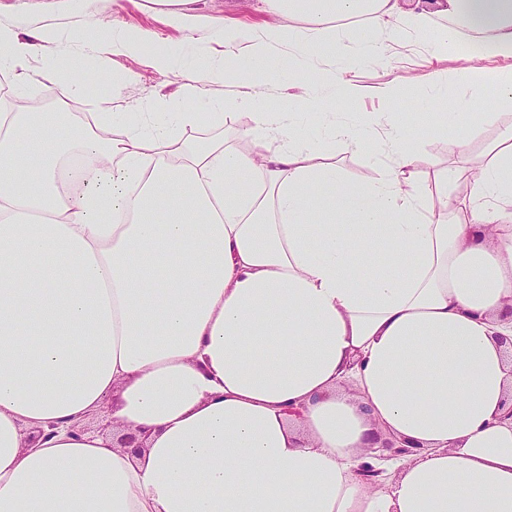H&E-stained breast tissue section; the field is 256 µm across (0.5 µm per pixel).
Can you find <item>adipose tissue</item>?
Returning a JSON list of instances; mask_svg holds the SVG:
<instances>
[{
  "label": "adipose tissue",
  "mask_w": 512,
  "mask_h": 512,
  "mask_svg": "<svg viewBox=\"0 0 512 512\" xmlns=\"http://www.w3.org/2000/svg\"><path fill=\"white\" fill-rule=\"evenodd\" d=\"M261 3L287 25H214L220 57L135 28L0 26V512H512V123L424 183L410 120L323 106L362 95L349 65L399 35L481 37L473 78L511 102L512 0H447L443 26L399 0ZM87 52L180 86L150 112L25 110L31 81L82 94L60 65ZM213 83L249 112V149L184 138ZM427 88L416 108L443 103L465 150L477 112ZM339 146L372 177L348 179ZM109 395L145 448L84 429ZM379 429L419 450L374 488L356 469Z\"/></svg>",
  "instance_id": "1"
}]
</instances>
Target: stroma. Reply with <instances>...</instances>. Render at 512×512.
I'll list each match as a JSON object with an SVG mask.
<instances>
[{"label":"stroma","instance_id":"35a3bbf8","mask_svg":"<svg viewBox=\"0 0 512 512\" xmlns=\"http://www.w3.org/2000/svg\"><path fill=\"white\" fill-rule=\"evenodd\" d=\"M45 2L0 0V23L14 25L21 31H32L50 19L44 10ZM181 8L186 14L199 17L203 22L202 28L189 31L165 24L160 19V7L155 0H82L80 13L66 18L65 23L79 37L86 34L102 35L115 26L148 30L173 46L191 37L219 54L223 52L224 45L212 32L211 23L226 19L257 26L278 25L282 22L281 17L261 9L259 0H183ZM470 53V42L466 39L457 48L438 54L429 41L405 38L394 43L384 64L357 62L351 67L349 76L365 86L391 81L405 87L412 80H423L432 75L451 81L453 88L472 102L475 111L496 112L500 115L495 124L485 120L478 122L472 140V150L478 153L491 140L499 125L512 122V103L497 102L490 88L468 82L466 75L471 66ZM132 69L137 72L136 80L122 82V75ZM91 70L94 77L89 81L86 93L77 100L83 112H98L99 98L109 94L115 95L120 108L145 107L156 98L172 95L179 85V79L174 74L134 65L121 56L110 57L102 64L93 63ZM208 91L217 102V111L223 112L224 119L218 122L212 117H205L199 125L200 130L224 137L230 143H237L239 128L251 122L249 115L225 101L223 84L210 85Z\"/></svg>","mask_w":512,"mask_h":512}]
</instances>
